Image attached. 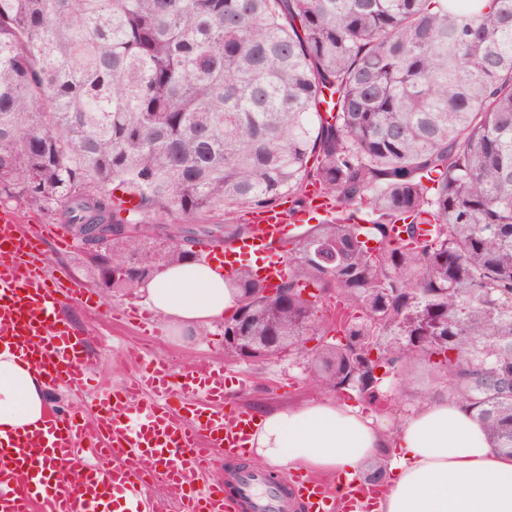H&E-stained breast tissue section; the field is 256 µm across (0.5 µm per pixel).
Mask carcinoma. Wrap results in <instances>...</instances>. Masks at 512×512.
Listing matches in <instances>:
<instances>
[{
	"mask_svg": "<svg viewBox=\"0 0 512 512\" xmlns=\"http://www.w3.org/2000/svg\"><path fill=\"white\" fill-rule=\"evenodd\" d=\"M314 192L336 216L265 304L228 283L240 335L318 338L312 388L370 404L423 362L512 455V0H0V199L156 217L96 249L102 287Z\"/></svg>",
	"mask_w": 512,
	"mask_h": 512,
	"instance_id": "1",
	"label": "carcinoma"
}]
</instances>
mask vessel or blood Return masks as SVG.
<instances>
[{"label": "vessel or blood", "instance_id": "obj_1", "mask_svg": "<svg viewBox=\"0 0 512 512\" xmlns=\"http://www.w3.org/2000/svg\"><path fill=\"white\" fill-rule=\"evenodd\" d=\"M295 223L306 220L296 214ZM282 209L252 213L254 230L224 253V270L234 274L242 258L257 256L258 273L277 284L287 267L272 253L283 241L288 221ZM43 224L37 236L21 232L14 217L0 211V344L19 350L50 384L84 390L91 368L82 341L56 315L64 302H83L81 282L48 279L41 239L55 236ZM223 367L211 365L181 372L159 358H143L131 381L120 389L93 395L84 410L61 411L43 426L0 435V512H113L119 501L133 512L150 479L161 480L180 512H235L223 484L205 482L201 469L211 451L226 454L245 448L253 430L251 415L231 408ZM140 402V424L129 427L130 403ZM93 449L96 462L78 457L80 444ZM262 474H242L243 494L253 512H373L375 492L356 488L338 501L336 488L294 474L291 498L259 493Z\"/></svg>", "mask_w": 512, "mask_h": 512}]
</instances>
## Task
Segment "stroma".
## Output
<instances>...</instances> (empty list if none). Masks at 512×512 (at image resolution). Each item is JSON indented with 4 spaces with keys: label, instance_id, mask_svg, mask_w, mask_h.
Masks as SVG:
<instances>
[{
    "label": "stroma",
    "instance_id": "stroma-1",
    "mask_svg": "<svg viewBox=\"0 0 512 512\" xmlns=\"http://www.w3.org/2000/svg\"><path fill=\"white\" fill-rule=\"evenodd\" d=\"M42 252L49 271L83 282L90 293L88 304H62L59 314L83 340L100 388L119 387L132 377L139 354L145 350L164 356L177 371L206 362L223 366L229 379L240 384L234 392L236 408L254 415L296 407L315 398L299 355H284L275 364L244 362L227 356L223 323L204 327L193 341L186 342L154 314H147L141 325L129 321L125 312L142 307V291L97 287L95 272L79 249L60 251L47 241Z\"/></svg>",
    "mask_w": 512,
    "mask_h": 512
}]
</instances>
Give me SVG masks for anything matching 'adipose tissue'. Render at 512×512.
<instances>
[{"instance_id":"adipose-tissue-1","label":"adipose tissue","mask_w":512,"mask_h":512,"mask_svg":"<svg viewBox=\"0 0 512 512\" xmlns=\"http://www.w3.org/2000/svg\"><path fill=\"white\" fill-rule=\"evenodd\" d=\"M143 292L149 310L190 336L238 308L215 259L167 266ZM48 402L44 376L0 347V431L43 425ZM384 447L392 462L378 512H512V457L496 454L483 425L443 392L403 414L391 433L359 408L328 397L265 414L244 454L278 471L351 481Z\"/></svg>"}]
</instances>
